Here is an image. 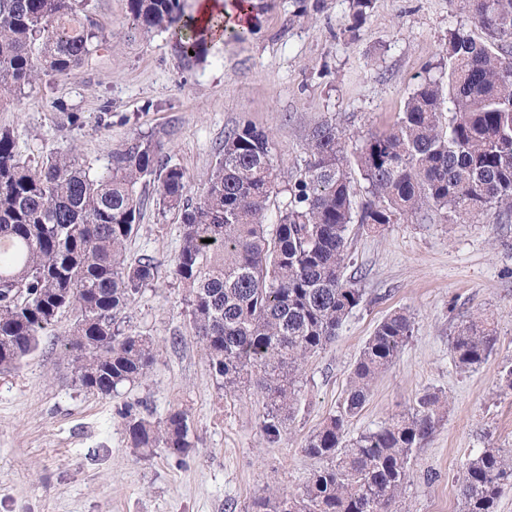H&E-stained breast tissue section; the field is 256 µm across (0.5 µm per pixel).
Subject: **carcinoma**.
<instances>
[{"mask_svg": "<svg viewBox=\"0 0 512 512\" xmlns=\"http://www.w3.org/2000/svg\"><path fill=\"white\" fill-rule=\"evenodd\" d=\"M480 28L448 31L447 63L408 98L389 128L348 137L323 122L288 181V202L274 223L267 211L281 169L272 136L249 122L224 133L203 190L187 196L189 176L159 138L138 136L92 175L68 154L32 166L0 129V371L17 368L63 314L72 316L64 356L82 389L110 397L147 376L155 360L148 336L124 334L117 315L157 273L148 254L125 251L140 218L135 186L157 181L160 203L180 213L175 272L186 289L190 325L210 371L227 392L259 391L267 444L301 403L310 358L332 343L364 299L344 278L347 232L414 218L468 223L512 217V0H466ZM141 32L173 30L187 60L207 50L210 29L183 19L180 0H128ZM103 46L96 20L77 0H0V98H19L45 72L69 78ZM368 199L355 206L353 172ZM411 317H385L365 342L340 410L307 439L304 452L325 465L301 490L267 489L248 512H402L413 448L433 432L448 398L426 391L413 412L355 438L348 419L367 401L376 376L412 335ZM497 343L494 322L476 311L449 339L455 367L473 370ZM130 447L184 458L196 447L188 412L178 406L152 422L119 411ZM461 512H496L512 491V451L478 448L456 478Z\"/></svg>", "mask_w": 512, "mask_h": 512, "instance_id": "cac0c4a2", "label": "carcinoma"}]
</instances>
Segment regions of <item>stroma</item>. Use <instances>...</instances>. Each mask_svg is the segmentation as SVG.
<instances>
[{
	"instance_id": "stroma-1",
	"label": "stroma",
	"mask_w": 512,
	"mask_h": 512,
	"mask_svg": "<svg viewBox=\"0 0 512 512\" xmlns=\"http://www.w3.org/2000/svg\"><path fill=\"white\" fill-rule=\"evenodd\" d=\"M252 4L243 37L225 25L205 58L190 62L171 33L132 29L127 0H82L103 49L75 76H43L20 101L0 103V129L10 130L24 158L73 152L93 174L132 138L160 136L195 195L225 131L238 123L272 135L286 173L300 165L321 122L347 133L389 128L412 92L437 75L449 30L476 29L463 0H373L356 30L350 0ZM71 111L80 117L74 126ZM138 190L144 206L127 254L153 255L158 269L119 324L156 339L155 363L112 397L85 392L61 352L71 324L65 314L19 368L0 373V512H247L266 487L298 490L321 465L304 453L307 438L338 411L364 343L397 310L410 314L413 334L346 433L357 437L411 411L423 392L446 395L447 413L412 452L404 502L408 512H460L455 478L470 450L512 448V393L498 388L512 364V222L409 221L376 232L351 225L345 274L359 277L364 302L308 363L302 402L271 446L259 427L261 396L220 389L193 336L174 272L177 212L160 206L153 183ZM478 310L494 317L497 349L463 372L448 339ZM127 406L156 420L171 407L186 409L196 448L182 460L130 448L118 415Z\"/></svg>"
}]
</instances>
